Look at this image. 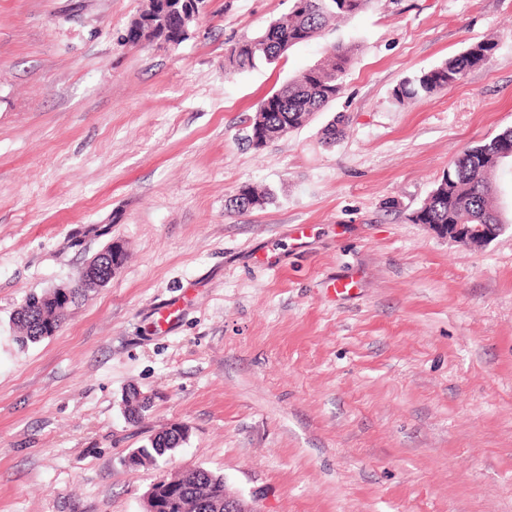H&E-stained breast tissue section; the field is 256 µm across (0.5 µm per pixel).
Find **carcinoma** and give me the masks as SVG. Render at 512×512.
<instances>
[{
    "label": "carcinoma",
    "mask_w": 512,
    "mask_h": 512,
    "mask_svg": "<svg viewBox=\"0 0 512 512\" xmlns=\"http://www.w3.org/2000/svg\"><path fill=\"white\" fill-rule=\"evenodd\" d=\"M292 7L284 17L271 21L254 37L234 43L227 51L228 66L246 70L259 63L272 64L297 44L318 37L333 20L349 18L362 12L370 0H291ZM141 15L159 30L174 39L178 30L171 16L160 13L150 0ZM493 50L488 43L472 46L466 53L401 80L393 89L394 99L403 104L451 87L468 71L485 63ZM355 48L337 45L326 60L313 65L268 95L250 118L248 133H264L271 140L284 127H302L310 116L324 109L343 91L345 77L354 60ZM512 150V128L491 140L466 149L443 174L429 198L416 210L411 219L416 224H497L502 215L497 203V191L492 178L502 165L501 158ZM269 193L252 185L239 188L229 205L239 212L258 209L268 204ZM67 306L47 299L46 294H31L16 311L15 341L24 347L41 340L42 325L60 327ZM132 422H140V412L147 408L136 389L125 394ZM185 443V436L160 438L131 455V465H155ZM171 492L189 500L195 512H212L211 505L224 500V476L202 466L182 470L165 480Z\"/></svg>",
    "instance_id": "obj_1"
}]
</instances>
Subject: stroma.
I'll return each instance as SVG.
<instances>
[{
  "label": "stroma",
  "instance_id": "stroma-1",
  "mask_svg": "<svg viewBox=\"0 0 512 512\" xmlns=\"http://www.w3.org/2000/svg\"><path fill=\"white\" fill-rule=\"evenodd\" d=\"M144 5L0 0V512H143L191 466L256 512H512V223L474 249L410 219L512 127V0H370L246 71L228 48L291 0H208L186 40L136 48ZM480 42L456 84L395 101ZM337 44L357 47L339 97L245 142ZM246 184L272 201L227 207ZM112 241L122 269L18 346L24 298ZM131 387L154 398L135 425ZM174 423L186 444L124 465Z\"/></svg>",
  "mask_w": 512,
  "mask_h": 512
}]
</instances>
